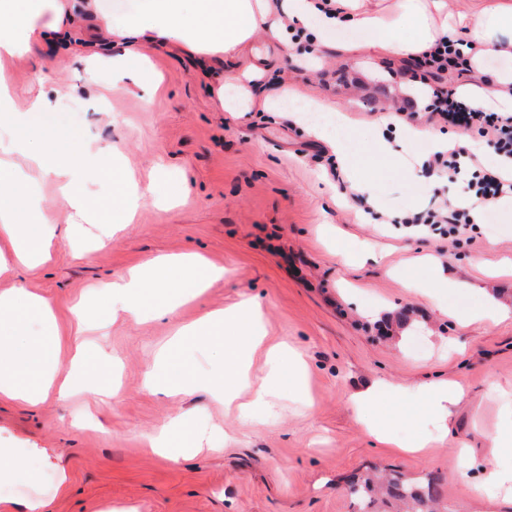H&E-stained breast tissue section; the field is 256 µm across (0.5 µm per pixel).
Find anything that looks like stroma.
Here are the masks:
<instances>
[{"instance_id":"stroma-1","label":"stroma","mask_w":512,"mask_h":512,"mask_svg":"<svg viewBox=\"0 0 512 512\" xmlns=\"http://www.w3.org/2000/svg\"><path fill=\"white\" fill-rule=\"evenodd\" d=\"M293 48L295 60L260 72L266 94L292 103L309 97L344 115L347 153L372 170L377 207L363 203L346 173L331 174L332 147L284 113L224 111L207 68L180 47L137 44L153 72L127 78L128 92L112 95L110 67L49 45L33 44L13 61L16 103L39 95L50 102L27 113L32 127L118 150L126 172L156 193L129 221L111 182L90 185L109 236L101 246L56 204L52 185H42L44 206L69 240L53 244L47 262L0 277V292L23 288L50 300L69 332L52 351L60 374L80 342L118 367L95 393L79 388L36 407L0 401V448L26 462L25 477L0 483L1 498L38 494L45 512H355L349 476L379 467L435 475L446 512H512V490L457 477L463 465L478 466L512 418V210L494 207L457 241L397 223L447 190L424 168L409 178L377 162L379 139L393 140L407 123L382 133L375 120L397 108L413 112L452 145L457 128L427 122L422 97L399 73L354 53H308L302 39ZM187 253L224 276L174 316L94 312L75 321L73 307L112 280ZM440 272L471 285L458 303H494L507 316L462 322L442 314L430 286ZM406 274L417 287L403 286ZM246 296L263 312L253 378L264 375L266 349L284 346L304 362L300 393L269 417L243 415L207 394L146 388L180 327ZM432 380L459 385L463 397L447 435L424 451L380 442L360 423L352 396L365 386ZM183 414L212 431L210 447L176 461L146 452V436Z\"/></svg>"}]
</instances>
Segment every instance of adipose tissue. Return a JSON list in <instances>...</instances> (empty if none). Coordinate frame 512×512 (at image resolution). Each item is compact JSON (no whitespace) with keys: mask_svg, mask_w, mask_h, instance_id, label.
Wrapping results in <instances>:
<instances>
[{"mask_svg":"<svg viewBox=\"0 0 512 512\" xmlns=\"http://www.w3.org/2000/svg\"><path fill=\"white\" fill-rule=\"evenodd\" d=\"M53 2L40 0L39 5L21 11L12 0H0V112L13 116V154L27 157L38 175L57 182L60 201L74 218L90 221L94 212L83 185L102 171L101 148L92 141L77 146L67 136L58 135L45 150L33 151L36 132L13 115L12 86L3 67L5 60L25 54L38 39L77 56L85 52L98 55L97 46H83L74 38L71 28L76 15L60 18ZM286 2L289 21L306 28L328 32L350 26L368 31L371 39L362 49L377 62H411L443 37L470 41L474 50L467 55V65L475 81L467 94L469 101L512 112V95L507 92L512 86V70L492 73L484 68L486 57H512V0H468L466 9L459 11L449 10L448 0H334L336 9L330 13L324 10V0ZM280 24L269 0H149L142 15L108 25V41L127 47L124 54L112 59L109 90L124 92L129 75L145 72L146 66L134 45L147 39L176 44L193 55L224 57L236 66L228 76L229 82L237 85L240 95L249 102L261 104L251 74L238 71L237 66L258 31L274 37ZM1 174L9 177L11 185L0 187V242L11 247L17 264L28 267L44 258L56 238V226L45 217L39 199L27 190L8 158H0ZM223 276V268L205 264L195 256L162 257L149 269L136 270L108 284L96 308L115 317L136 318L148 310L172 316L186 297L202 294L211 281ZM32 322L40 324V338L18 341V332ZM260 322L258 305L245 299L230 312L206 314L190 328L193 336L223 332L227 384L196 374L181 356L169 355L164 358L161 371L150 374L149 385L178 392L202 390L220 394L228 403L241 388L251 385L255 388L254 403L266 406L282 390H300L301 362L298 355L290 352L268 351L266 374L259 384H252L250 360L263 343ZM60 336L53 308L44 296L21 288L0 293V398L35 406L50 394L63 397L73 389L72 379L58 380L56 365L46 352L49 345L59 344ZM459 397L457 388L441 381L411 388L372 386L357 394L355 405L360 410L376 409L377 415L367 428L383 438L391 413L379 410L380 401H415L433 423L441 426ZM205 440L204 433H188L185 421L177 418L149 437L148 450L176 460L201 448Z\"/></svg>","mask_w":512,"mask_h":512,"instance_id":"obj_1","label":"adipose tissue"}]
</instances>
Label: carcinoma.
<instances>
[{"mask_svg": "<svg viewBox=\"0 0 512 512\" xmlns=\"http://www.w3.org/2000/svg\"><path fill=\"white\" fill-rule=\"evenodd\" d=\"M348 494L358 512H437L438 482L416 479L391 471L357 477L348 483Z\"/></svg>", "mask_w": 512, "mask_h": 512, "instance_id": "obj_1", "label": "carcinoma"}]
</instances>
